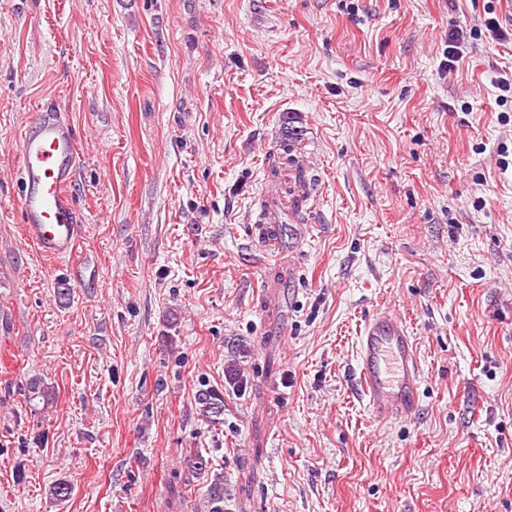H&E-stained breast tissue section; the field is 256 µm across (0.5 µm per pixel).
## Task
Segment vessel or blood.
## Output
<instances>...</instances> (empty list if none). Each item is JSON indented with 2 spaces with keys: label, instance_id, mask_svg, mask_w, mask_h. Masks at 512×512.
Returning <instances> with one entry per match:
<instances>
[{
  "label": "vessel or blood",
  "instance_id": "1",
  "mask_svg": "<svg viewBox=\"0 0 512 512\" xmlns=\"http://www.w3.org/2000/svg\"><path fill=\"white\" fill-rule=\"evenodd\" d=\"M75 133L61 112L44 108L21 134L17 200L27 241L44 255H73L83 232L72 194ZM357 366L371 416L380 422L411 417L422 369L413 337L397 315L366 320L358 336Z\"/></svg>",
  "mask_w": 512,
  "mask_h": 512
}]
</instances>
